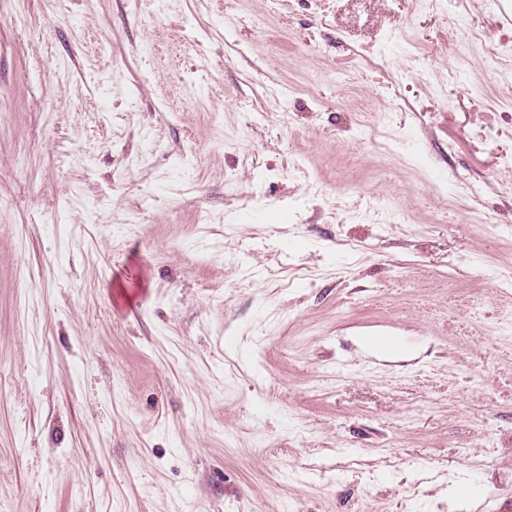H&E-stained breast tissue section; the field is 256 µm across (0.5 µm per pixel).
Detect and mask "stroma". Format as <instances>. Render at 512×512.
Instances as JSON below:
<instances>
[{"mask_svg":"<svg viewBox=\"0 0 512 512\" xmlns=\"http://www.w3.org/2000/svg\"><path fill=\"white\" fill-rule=\"evenodd\" d=\"M0 512H512L488 0H6ZM365 344L371 350L390 356L400 355L408 348L406 341L385 332L365 336Z\"/></svg>","mask_w":512,"mask_h":512,"instance_id":"obj_1","label":"stroma"}]
</instances>
